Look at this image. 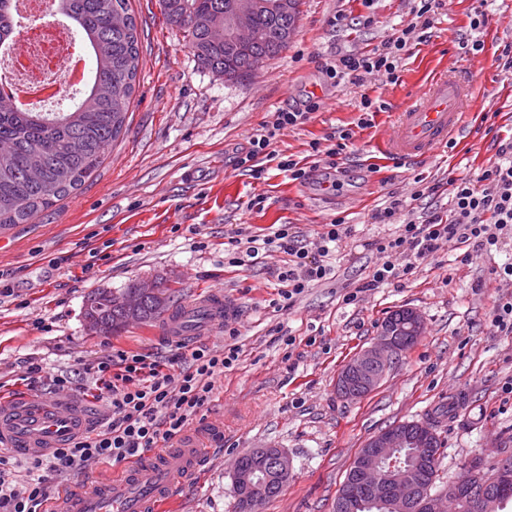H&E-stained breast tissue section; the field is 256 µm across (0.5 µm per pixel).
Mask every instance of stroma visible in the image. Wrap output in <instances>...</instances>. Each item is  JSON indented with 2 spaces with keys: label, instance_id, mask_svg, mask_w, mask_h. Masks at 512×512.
<instances>
[{
  "label": "stroma",
  "instance_id": "obj_1",
  "mask_svg": "<svg viewBox=\"0 0 512 512\" xmlns=\"http://www.w3.org/2000/svg\"><path fill=\"white\" fill-rule=\"evenodd\" d=\"M414 6V0H303L288 48L260 61L251 82L233 84L199 65L159 0H130L140 59L122 134L80 189L28 223L0 229V396L27 394L25 366L41 361L72 373V399L104 416L107 405L94 400L86 364L113 347L161 360L172 344L152 323L114 336L91 332L87 298L99 289L160 282L181 303L200 290L222 291L236 314L196 342L240 349L186 430L191 437L223 431L224 453L178 491L171 512H237L233 463L256 448L281 449L292 461L284 491L258 512H333L366 441L402 422H435L442 482L473 461L489 466L512 456V332L491 324L497 305L512 299V282L496 274L512 262V242L475 253L465 265L444 245L412 274L362 288L379 262L373 241L399 232L375 217L389 195L406 200L409 219L447 213L449 181L477 178L495 153L493 138H512V69L496 63L512 44V0H446L428 30L416 27ZM480 13L485 25L472 28ZM405 28L397 82L374 73L337 84L326 77L325 67L343 55L370 54ZM476 40L482 50H472ZM436 69L475 90L464 133L409 163L388 158L381 141ZM308 100L319 110L278 132L272 144L281 157L305 161L306 180L289 179L272 162L259 179L236 165L274 112ZM486 113L494 124L490 136L481 124ZM347 132L352 138L337 171L326 172V157L313 155L312 143L324 149ZM257 197L262 206L254 205ZM339 218L351 232L338 244L332 278L313 283L293 306H286L277 278L287 254L268 247L251 266L228 262L232 240L269 234L279 224L291 225L316 252L323 225ZM351 292L356 300L344 302ZM403 308L422 319L417 342L370 394L340 396L341 368Z\"/></svg>",
  "mask_w": 512,
  "mask_h": 512
}]
</instances>
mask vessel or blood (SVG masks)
<instances>
[{
  "mask_svg": "<svg viewBox=\"0 0 512 512\" xmlns=\"http://www.w3.org/2000/svg\"><path fill=\"white\" fill-rule=\"evenodd\" d=\"M470 89L447 78L433 80L419 103L401 112L384 143L387 154L409 159L447 143L464 127L463 107ZM233 313L222 292L197 294L184 309L170 313L166 332L180 341L222 328ZM94 418L80 403L53 404L17 396L0 401V446L30 457L60 448L85 435ZM205 446L171 448L155 453L151 462L138 463L85 487L60 489L45 512H157L171 498L177 477H189L209 456Z\"/></svg>",
  "mask_w": 512,
  "mask_h": 512,
  "instance_id": "b4317fda",
  "label": "vessel or blood"
}]
</instances>
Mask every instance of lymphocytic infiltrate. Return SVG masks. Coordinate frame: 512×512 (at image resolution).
<instances>
[{"label":"lymphocytic infiltrate","mask_w":512,"mask_h":512,"mask_svg":"<svg viewBox=\"0 0 512 512\" xmlns=\"http://www.w3.org/2000/svg\"><path fill=\"white\" fill-rule=\"evenodd\" d=\"M406 46L405 38L397 37L372 54L343 59L340 67L328 68L326 74L341 79L354 72L376 71L386 74L389 81H396V54ZM318 108V103L313 102L303 110L275 112L273 121L252 137L251 148L239 158V165L251 166L258 179L265 163L274 160L289 179H303L305 171L296 160H276L269 146L278 131L305 123ZM450 195L452 207L447 214L404 222L397 236L377 241L381 262L368 280V287L376 288L412 274L418 261L444 243L457 248L456 259L463 264L475 252L501 248L503 232L512 228V140L498 143L495 155L477 179L452 180ZM345 232L343 220L326 225L318 235L320 255L315 258L296 244L289 225L283 224L263 239L248 238L246 247L237 248L229 262L236 267L248 265L257 258L260 245L278 244L289 257L278 278L286 283L283 297L290 301L311 283L330 275L331 268L322 257ZM398 255L405 260L400 268L394 263ZM239 353L236 347L219 351L201 347L188 354L174 352L163 362L124 350L101 357L92 370L97 397L107 402L110 412L99 431L38 459L21 461L1 454L0 512H42L51 477L71 474L92 463L120 464L171 443L211 402L218 378L238 361Z\"/></svg>","instance_id":"lymphocytic-infiltrate-1"}]
</instances>
